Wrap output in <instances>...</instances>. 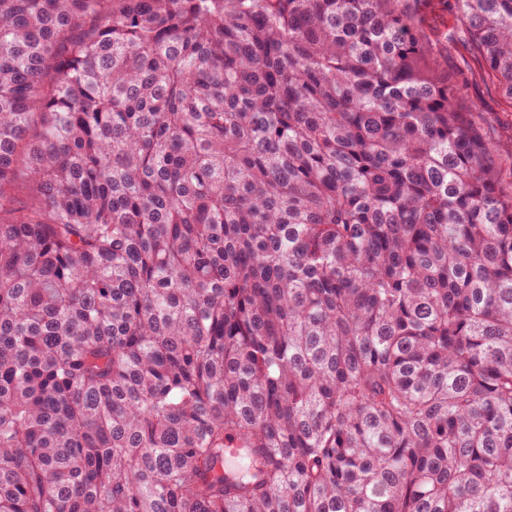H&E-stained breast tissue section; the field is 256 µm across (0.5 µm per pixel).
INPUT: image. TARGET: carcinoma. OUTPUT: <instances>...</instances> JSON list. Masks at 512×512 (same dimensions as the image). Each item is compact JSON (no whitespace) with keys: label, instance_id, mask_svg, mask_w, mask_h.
I'll return each mask as SVG.
<instances>
[{"label":"carcinoma","instance_id":"carcinoma-1","mask_svg":"<svg viewBox=\"0 0 512 512\" xmlns=\"http://www.w3.org/2000/svg\"><path fill=\"white\" fill-rule=\"evenodd\" d=\"M0 512H512V144L409 0H0Z\"/></svg>","mask_w":512,"mask_h":512}]
</instances>
